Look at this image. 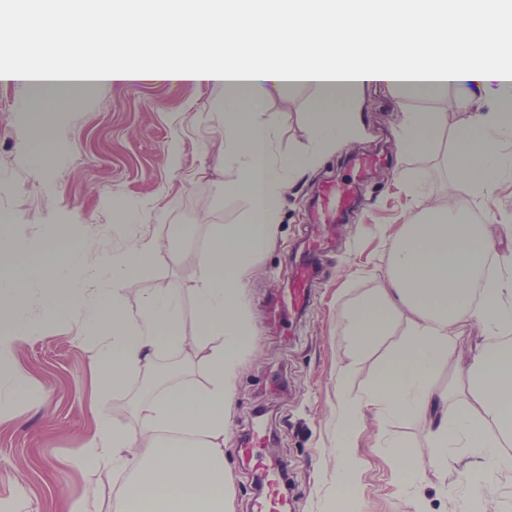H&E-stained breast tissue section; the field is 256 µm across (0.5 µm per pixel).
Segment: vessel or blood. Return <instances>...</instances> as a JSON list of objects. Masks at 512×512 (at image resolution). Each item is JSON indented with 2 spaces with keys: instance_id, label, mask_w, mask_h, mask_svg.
Instances as JSON below:
<instances>
[{
  "instance_id": "vessel-or-blood-1",
  "label": "vessel or blood",
  "mask_w": 512,
  "mask_h": 512,
  "mask_svg": "<svg viewBox=\"0 0 512 512\" xmlns=\"http://www.w3.org/2000/svg\"><path fill=\"white\" fill-rule=\"evenodd\" d=\"M381 163L380 157L362 155L352 159L355 178L321 185L317 220L302 241L301 254L293 263L288 290H274L268 300L270 319L285 322L305 312L312 302L319 275V260L330 243L326 234L331 224L355 212L360 204V184ZM244 441L249 461L260 476V488L251 502L252 512H286L285 474L262 418H255Z\"/></svg>"
}]
</instances>
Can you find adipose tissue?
<instances>
[{
	"instance_id": "adipose-tissue-1",
	"label": "adipose tissue",
	"mask_w": 512,
	"mask_h": 512,
	"mask_svg": "<svg viewBox=\"0 0 512 512\" xmlns=\"http://www.w3.org/2000/svg\"><path fill=\"white\" fill-rule=\"evenodd\" d=\"M172 10L178 20L164 44L185 51L186 58L167 77L223 86L224 127L238 167L232 189L251 202L248 223L211 225L209 244L197 255L194 337L182 332L172 290L149 295L135 313L110 290L133 264L154 259L155 239H132L109 255L91 245L65 252L17 241L1 226L0 350L33 328L24 299L35 279L52 296H80L84 327L100 339L92 368L101 388L121 385L161 352L193 350L205 372L202 383L167 385L141 397L134 433L119 417L100 416L73 464L95 476L132 465L121 512H231L224 434L240 359L252 340L243 282L275 236L288 175L356 135L353 95L361 87L438 93L452 83H486L497 86L499 109L472 123L454 151L459 180L473 195H489L512 173V154L500 148L502 139L512 137V0H120L116 8L68 13L67 40L80 58L78 70L101 84L146 79L142 70L104 67L94 47L109 31L117 38L113 55H124L132 29L152 27L156 16ZM299 83L319 87L323 98L308 115L312 148L298 161L274 155V118L257 106ZM442 123L436 112L408 114L401 151L428 150ZM495 249L494 237L467 224L461 210L429 208L421 223L399 235L387 288L357 296L344 309L350 362L337 373L341 388L351 362L390 335L399 308L414 318L372 380L337 409L336 512L358 508L360 460L354 448L369 416L383 423L408 412L424 415L439 470L455 469L459 456L469 457L463 476L472 489L470 512H484L489 470L512 468V455L505 452L512 445V346L469 349L470 405L444 408L433 385L455 329L512 331V261L504 260L495 275L485 273ZM91 277L99 286L89 294L85 282Z\"/></svg>"
}]
</instances>
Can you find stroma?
I'll use <instances>...</instances> for the list:
<instances>
[{"mask_svg":"<svg viewBox=\"0 0 512 512\" xmlns=\"http://www.w3.org/2000/svg\"><path fill=\"white\" fill-rule=\"evenodd\" d=\"M159 38L152 32L141 48L108 62L147 70L176 67L181 55L159 52ZM56 95L53 89L0 81V220L26 242L70 251L91 243L109 254L124 250L134 236L157 238L161 249L154 260L121 275V294L135 312L156 289L176 290L183 332L193 336L196 255L207 246L211 225L247 223L251 211L246 196L229 190L237 173L225 158L223 90L168 79L113 82L77 91V104L36 122L28 103ZM321 99L317 87L292 84L263 104V111L275 116L276 156L297 158L310 149L307 116ZM457 99L465 100V107H454ZM357 102L361 135L289 178L275 239L244 284L254 334L241 358L224 435L234 512L251 508L256 475L240 458V438L258 411L288 473L292 512H334L331 450L341 398L336 373L348 351L341 314L357 295L385 287L392 237L402 225L420 223L432 206L459 207L470 223L497 230L498 258L512 256V236L498 230L512 225V178L477 198L458 181L451 158L455 134L476 114L497 110L496 87L452 84L445 92L429 93L370 86L358 91ZM415 112L442 113L445 125L429 152L406 155L398 138L405 116ZM374 152L392 155L396 165L375 169L361 188V211L331 230L334 247L323 262L313 303L288 327L271 322L266 296L288 285L290 260L322 182L344 177L355 155ZM80 302L77 296L47 299L38 281L26 296L28 318L40 329L12 344L8 369L25 376L28 392L11 413L0 415V504H10L14 512H65L67 501L76 497L88 499L90 512H117L129 477L122 471L92 478L70 464L93 434L97 415H118L137 432L133 407L146 392L145 375L138 371L122 387H97L90 362L98 339L76 314ZM410 318L399 309L391 335L354 366L350 393L369 381ZM467 351V339L458 338L434 377L436 390L453 391L459 404L468 387L461 371ZM382 439L406 444L421 466V481L406 493L397 491L391 460L378 446ZM357 453L363 512H414L418 501L426 512H448L469 497L461 475L468 459H461L458 469L437 470L421 415H399L383 424L366 420ZM446 486L452 487L453 500L443 497Z\"/></svg>","mask_w":512,"mask_h":512,"instance_id":"35a3bbf8","label":"stroma"}]
</instances>
